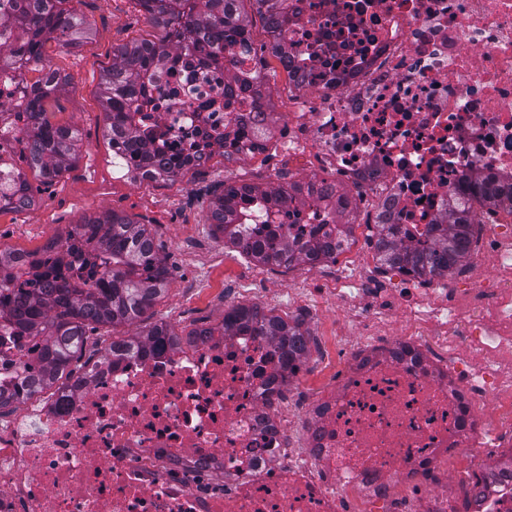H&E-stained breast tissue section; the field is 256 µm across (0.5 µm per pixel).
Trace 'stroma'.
Wrapping results in <instances>:
<instances>
[{"label":"stroma","mask_w":512,"mask_h":512,"mask_svg":"<svg viewBox=\"0 0 512 512\" xmlns=\"http://www.w3.org/2000/svg\"><path fill=\"white\" fill-rule=\"evenodd\" d=\"M69 9L83 17L87 32L78 45L51 42L47 54L65 82L50 101L55 122L76 127L82 138L78 158L51 183L32 179L37 204L22 212L0 213V249L20 251L38 245L42 232H65L93 212L109 209L147 224L171 271L168 290L143 318L144 324L165 321L176 331L218 324L224 320V301L236 296L243 274L253 275L259 287L274 294L269 307L275 314L304 319L313 334H332L336 314H316L301 304H289L288 291L325 287L336 266L327 261L291 269L266 266L232 253L228 263L213 261L220 241L208 222L209 207L227 181L271 187L266 164L243 161L225 169L216 158L211 169H189L173 181L144 182L112 177V147L105 135L102 74L112 65V53L132 41L156 40L160 31L136 0H70ZM296 92L285 75L272 71L265 85L266 102L278 119L273 148L288 141L284 117Z\"/></svg>","instance_id":"1"}]
</instances>
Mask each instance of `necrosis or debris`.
<instances>
[{"instance_id":"4bbe7bcc","label":"necrosis or debris","mask_w":512,"mask_h":512,"mask_svg":"<svg viewBox=\"0 0 512 512\" xmlns=\"http://www.w3.org/2000/svg\"><path fill=\"white\" fill-rule=\"evenodd\" d=\"M298 95L274 196L240 192L249 235L296 245L357 231L356 197L417 248L442 234L449 200L492 178L500 192L467 287L366 288L346 253L329 293L290 289L346 318L284 350L205 326L93 367L0 418V512H512V0H285L267 29ZM240 36L224 62L190 52L158 68L136 115L168 175L266 157L273 113L254 105ZM19 77L0 72V188L27 206ZM316 105H309V96ZM54 232L0 295L62 283L92 251ZM407 331L390 333L399 318ZM43 341L0 319V384L37 378Z\"/></svg>"}]
</instances>
